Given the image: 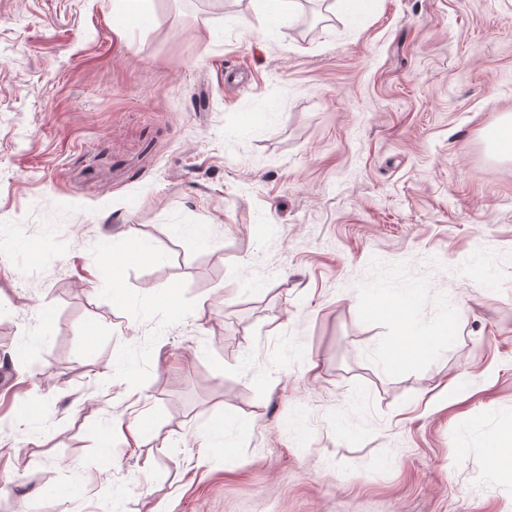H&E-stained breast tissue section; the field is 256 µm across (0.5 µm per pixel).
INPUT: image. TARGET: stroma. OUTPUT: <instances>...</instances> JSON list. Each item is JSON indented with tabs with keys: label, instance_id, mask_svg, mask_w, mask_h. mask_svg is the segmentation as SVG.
Here are the masks:
<instances>
[{
	"label": "stroma",
	"instance_id": "obj_1",
	"mask_svg": "<svg viewBox=\"0 0 512 512\" xmlns=\"http://www.w3.org/2000/svg\"><path fill=\"white\" fill-rule=\"evenodd\" d=\"M511 115L512 0H0V512H512ZM145 419L146 416L142 414L136 416L127 414L126 417H124V414H122L117 419H115L113 416L112 426H115L116 424L122 426L125 424V428L130 438V444L137 446L144 442V440L150 435L143 427Z\"/></svg>",
	"mask_w": 512,
	"mask_h": 512
}]
</instances>
